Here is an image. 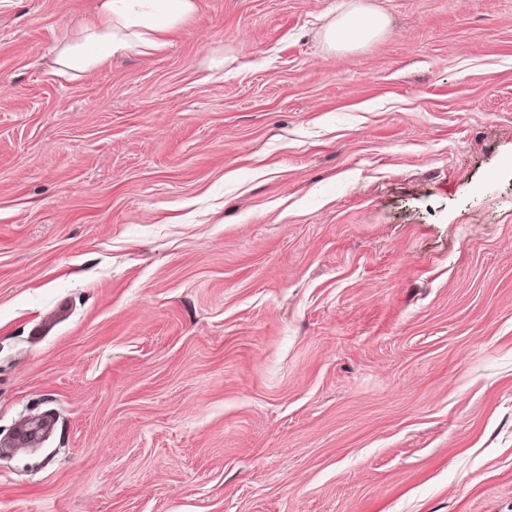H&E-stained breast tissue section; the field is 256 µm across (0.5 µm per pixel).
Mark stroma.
Returning a JSON list of instances; mask_svg holds the SVG:
<instances>
[{"label": "stroma", "instance_id": "35a3bbf8", "mask_svg": "<svg viewBox=\"0 0 512 512\" xmlns=\"http://www.w3.org/2000/svg\"><path fill=\"white\" fill-rule=\"evenodd\" d=\"M97 7L0 0V512H512V0ZM195 11V0H100L79 37L55 50L57 71L75 77L127 51L149 56L163 49L165 36L184 25ZM386 27L385 17L374 11L359 16L356 22L341 19L334 22L325 32V40L336 48L357 46L379 34Z\"/></svg>", "mask_w": 512, "mask_h": 512}]
</instances>
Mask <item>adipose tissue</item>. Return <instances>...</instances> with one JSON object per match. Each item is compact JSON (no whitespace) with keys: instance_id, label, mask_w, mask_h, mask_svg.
<instances>
[{"instance_id":"adipose-tissue-1","label":"adipose tissue","mask_w":512,"mask_h":512,"mask_svg":"<svg viewBox=\"0 0 512 512\" xmlns=\"http://www.w3.org/2000/svg\"><path fill=\"white\" fill-rule=\"evenodd\" d=\"M195 0H100L94 17L81 27L78 38L55 51L57 71L77 76L98 69L113 56L136 50L148 56L166 45L168 33L195 13ZM386 26L380 13L368 11L357 20L334 22L325 32L333 47L365 43Z\"/></svg>"}]
</instances>
